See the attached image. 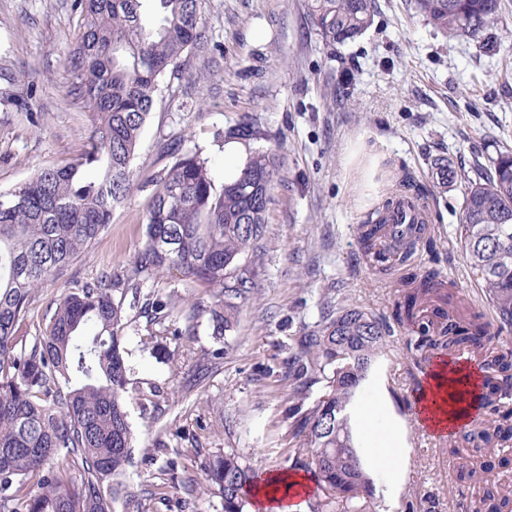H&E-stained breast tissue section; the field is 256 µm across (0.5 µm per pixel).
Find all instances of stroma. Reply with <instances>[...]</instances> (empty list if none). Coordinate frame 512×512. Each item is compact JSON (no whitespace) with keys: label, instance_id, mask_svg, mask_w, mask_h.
<instances>
[{"label":"stroma","instance_id":"stroma-1","mask_svg":"<svg viewBox=\"0 0 512 512\" xmlns=\"http://www.w3.org/2000/svg\"><path fill=\"white\" fill-rule=\"evenodd\" d=\"M376 2L368 31L331 48L311 26L307 0H203L200 35L178 75L162 81L143 129L133 191L98 243L36 293L38 318L63 290L82 287L143 245L147 207L170 162L163 142L201 151L220 183L250 148L277 155L260 292L229 334L219 371L182 392L175 341L153 353L128 343L133 381L170 394L155 422L130 409L134 489L159 483L167 456L153 439L163 433L177 445L179 428H206L203 447L237 449L259 475L283 470L290 402L278 377L303 327L318 321L325 290L396 323L400 274L370 267L357 227L403 177L430 191L434 241L417 252L415 270L438 271L485 321L495 320L456 240L465 186L441 189L431 162L444 157L468 170L512 149V0H502L487 37L477 39L446 36L405 0ZM80 22L73 0H0V190L70 160L95 128V115L68 95L66 59ZM246 115L257 139L224 140ZM427 376L396 335L362 387L359 408L381 406L407 450L395 504L383 495L389 473L372 470L376 512H458L448 442L429 436L414 413Z\"/></svg>","mask_w":512,"mask_h":512}]
</instances>
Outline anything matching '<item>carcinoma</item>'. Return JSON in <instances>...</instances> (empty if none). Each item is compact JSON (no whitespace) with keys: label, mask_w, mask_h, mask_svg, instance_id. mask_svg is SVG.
I'll return each instance as SVG.
<instances>
[{"label":"carcinoma","mask_w":512,"mask_h":512,"mask_svg":"<svg viewBox=\"0 0 512 512\" xmlns=\"http://www.w3.org/2000/svg\"><path fill=\"white\" fill-rule=\"evenodd\" d=\"M428 24L451 38H477L493 23L500 0H410ZM82 23L67 57L68 94L98 116L72 160L35 171L0 192V512H146L166 483L135 491L126 474L134 454L130 402L156 419L163 390L132 381L129 335L153 349L172 335L182 341L186 375L200 384L224 351L191 346L206 325L217 342L259 293L257 263L268 224L276 155L249 153L236 175L217 185L198 151H161L172 162L146 213L142 248L117 269L65 293L31 316L35 290L56 280L108 231L112 213L131 193L132 160L160 84L178 73L183 53L203 24L202 0H75ZM375 0H308L310 23L330 45L361 37ZM224 137L257 139L249 118ZM100 177L89 181L83 171ZM467 178L457 240L477 271L498 327L512 328V153L474 164ZM394 207L390 198L359 225L371 248ZM431 242L429 227L396 246L404 266ZM176 271L205 288L210 300L190 306L177 288L161 292L157 276ZM132 300H127L128 296ZM451 286L434 271H411L398 289V325L410 355L425 362L454 358L488 335L477 313L456 318L443 304ZM145 325H140V320ZM38 332L29 336L30 329ZM391 330L368 312L327 301L319 321L290 348L281 381L288 386L286 469L314 472L310 512H375L373 480L356 447L351 412ZM487 378L484 414L450 441L458 480L482 486L483 512H512V489L487 478L512 441V348H492L479 362ZM321 395L305 406L314 385ZM199 470L202 493L223 512H246L256 475L234 448L173 450Z\"/></svg>","instance_id":"obj_1"}]
</instances>
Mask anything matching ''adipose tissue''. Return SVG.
<instances>
[{"label":"adipose tissue","mask_w":512,"mask_h":512,"mask_svg":"<svg viewBox=\"0 0 512 512\" xmlns=\"http://www.w3.org/2000/svg\"><path fill=\"white\" fill-rule=\"evenodd\" d=\"M478 389L479 377L476 372L438 364L428 376L419 408V424L442 437L456 432L459 427L471 422ZM363 419L366 431L380 437L378 464L383 465L390 474L399 475L404 450L398 437L387 431L379 411L366 412ZM306 488L303 475L275 472L267 475L258 487L253 502L262 512H296L295 500Z\"/></svg>","instance_id":"ef3b65f1"}]
</instances>
